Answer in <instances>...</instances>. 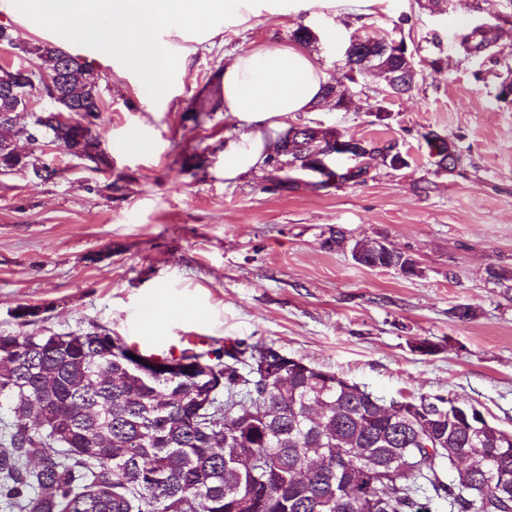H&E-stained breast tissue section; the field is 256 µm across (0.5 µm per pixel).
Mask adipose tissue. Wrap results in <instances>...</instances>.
I'll list each match as a JSON object with an SVG mask.
<instances>
[{
  "instance_id": "adipose-tissue-1",
  "label": "adipose tissue",
  "mask_w": 512,
  "mask_h": 512,
  "mask_svg": "<svg viewBox=\"0 0 512 512\" xmlns=\"http://www.w3.org/2000/svg\"><path fill=\"white\" fill-rule=\"evenodd\" d=\"M383 0H0L16 25L87 62L132 79L146 106L163 98L199 47L261 14L322 16ZM328 75L297 44L254 46L227 59L218 97L233 131L224 137L225 180L266 168L297 113L322 103Z\"/></svg>"
}]
</instances>
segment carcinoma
<instances>
[{
    "label": "carcinoma",
    "instance_id": "cac0c4a2",
    "mask_svg": "<svg viewBox=\"0 0 512 512\" xmlns=\"http://www.w3.org/2000/svg\"><path fill=\"white\" fill-rule=\"evenodd\" d=\"M491 30L475 27L461 44L483 53ZM26 54L58 71L60 59L77 74L63 76L58 92L75 109V124L55 113L37 119L67 150L80 143L98 167L110 166L95 126L102 112L93 68L53 43L31 44ZM405 40L349 42L342 80L355 82L378 66L395 77L410 74ZM218 109L217 100H193L194 117ZM337 132L313 128L298 139L284 134L279 158H269L272 188L293 189L292 172L313 171L316 157ZM428 147L456 152L436 130L421 134ZM30 128H0V174L39 167L47 181L58 171L30 151L4 142ZM358 158L396 159L393 144L359 140ZM369 166L337 163L324 173L338 185L364 183ZM379 268L406 277L418 273L412 255L394 249ZM119 342L108 354L105 347ZM130 346L102 331L32 330L0 334V400L10 417L0 428V501L17 512H512V441L493 425H471L443 395L412 400L427 405L419 419L338 374L276 355L264 344L186 348L189 360L171 376L146 377L130 366ZM453 475L445 476V468Z\"/></svg>",
    "mask_w": 512,
    "mask_h": 512
}]
</instances>
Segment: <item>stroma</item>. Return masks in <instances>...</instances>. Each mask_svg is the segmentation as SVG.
<instances>
[{"label": "stroma", "instance_id": "stroma-1", "mask_svg": "<svg viewBox=\"0 0 512 512\" xmlns=\"http://www.w3.org/2000/svg\"><path fill=\"white\" fill-rule=\"evenodd\" d=\"M461 9L469 26L495 30L492 54L459 49L446 20ZM300 25L314 33L310 48L332 77L343 61L328 30L363 38L399 30L418 73L410 93L386 95L382 79L364 77L350 87L348 110L318 105L296 121L396 142L406 167L376 163L364 183L322 188L318 174L299 172L288 192L271 190L263 173L225 181L223 112L197 124L183 115L229 55L291 44ZM98 72L97 130L110 167L97 171L53 149L42 154L59 171L50 181L0 175V334L23 332L14 312L28 305L39 311L37 329H98L128 343L190 332L214 347L265 343L380 397L471 402L512 431V288L486 273H512V102L499 96L512 76V0H385L370 15H261L199 49L151 112L128 79ZM376 104L387 119L371 114ZM431 129L457 143L454 171L432 165L422 138ZM138 132L151 150L123 151ZM338 230L411 254L418 275L324 247ZM161 296L190 311L159 332L139 314ZM461 304L474 318H451ZM423 340L433 352L418 351Z\"/></svg>", "mask_w": 512, "mask_h": 512}]
</instances>
